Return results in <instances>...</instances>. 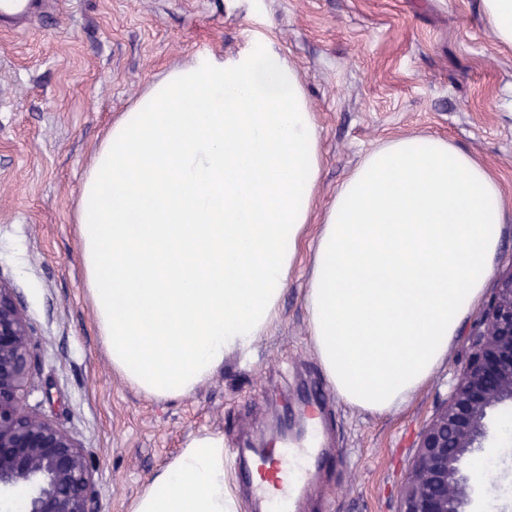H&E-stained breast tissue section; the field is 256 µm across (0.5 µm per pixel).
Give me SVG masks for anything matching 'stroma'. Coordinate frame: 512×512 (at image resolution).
Listing matches in <instances>:
<instances>
[{"label": "stroma", "instance_id": "obj_1", "mask_svg": "<svg viewBox=\"0 0 512 512\" xmlns=\"http://www.w3.org/2000/svg\"><path fill=\"white\" fill-rule=\"evenodd\" d=\"M481 0H42L23 24L0 19V278L31 327L36 367L26 409L72 437L92 470L95 512L131 499L194 437L260 445L325 397L344 462L322 475L306 512H400L422 429L448 398L479 321L471 314L447 364L400 410L341 400L316 357L303 244L280 317L251 364L230 356L194 393L156 400L113 371L87 299L75 227L95 147L170 69L232 57L264 39L293 65L317 117L324 210L363 155L403 135L448 139L480 158L512 216V48L498 46ZM512 406L493 410L485 444L494 493L474 512H512Z\"/></svg>", "mask_w": 512, "mask_h": 512}]
</instances>
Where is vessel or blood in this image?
Masks as SVG:
<instances>
[{
	"label": "vessel or blood",
	"mask_w": 512,
	"mask_h": 512,
	"mask_svg": "<svg viewBox=\"0 0 512 512\" xmlns=\"http://www.w3.org/2000/svg\"><path fill=\"white\" fill-rule=\"evenodd\" d=\"M322 412H310L301 433L284 435L278 447L255 454L251 447L232 449L240 481L251 487L266 512H295L316 471L333 459L325 447Z\"/></svg>",
	"instance_id": "vessel-or-blood-1"
}]
</instances>
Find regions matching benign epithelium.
I'll list each match as a JSON object with an SVG mask.
<instances>
[{
  "instance_id": "benign-epithelium-1",
  "label": "benign epithelium",
  "mask_w": 512,
  "mask_h": 512,
  "mask_svg": "<svg viewBox=\"0 0 512 512\" xmlns=\"http://www.w3.org/2000/svg\"><path fill=\"white\" fill-rule=\"evenodd\" d=\"M30 336L15 288L0 279V501L23 490L21 512H94L84 449L23 408ZM504 403L512 404V271L498 280L448 399L421 433L401 512H470L467 463L483 451L489 411Z\"/></svg>"
}]
</instances>
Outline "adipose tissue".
Here are the masks:
<instances>
[{"mask_svg": "<svg viewBox=\"0 0 512 512\" xmlns=\"http://www.w3.org/2000/svg\"><path fill=\"white\" fill-rule=\"evenodd\" d=\"M321 169L306 91L270 41L171 69L112 123L76 224L98 333L127 385L180 398L250 351L278 317ZM506 222L488 167L446 139L365 155L323 213L305 296L340 399L392 412L432 378ZM127 512H238L223 440L194 438Z\"/></svg>", "mask_w": 512, "mask_h": 512, "instance_id": "1", "label": "adipose tissue"}]
</instances>
